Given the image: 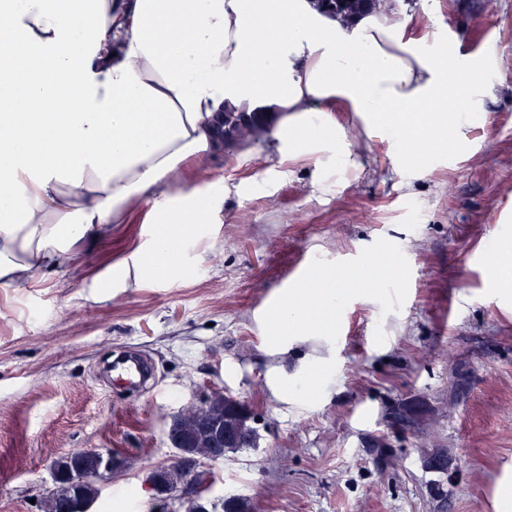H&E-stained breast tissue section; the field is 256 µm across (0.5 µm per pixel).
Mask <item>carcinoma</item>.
I'll list each match as a JSON object with an SVG mask.
<instances>
[{"label": "carcinoma", "mask_w": 512, "mask_h": 512, "mask_svg": "<svg viewBox=\"0 0 512 512\" xmlns=\"http://www.w3.org/2000/svg\"><path fill=\"white\" fill-rule=\"evenodd\" d=\"M325 12L345 21L371 13L370 0H318ZM245 127L244 119L232 112L224 113V140L229 142ZM169 437L178 455L188 454L201 465L256 447L257 432L251 425V413L244 402L215 392L202 404L184 408L174 417ZM124 462L110 453L81 450L62 456L53 464V487L41 494L42 512H84L98 495V482L120 471ZM188 475L180 462L155 467L147 481L156 494L182 491ZM183 512H216L207 507L202 492L180 497Z\"/></svg>", "instance_id": "cac0c4a2"}]
</instances>
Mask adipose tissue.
Returning <instances> with one entry per match:
<instances>
[{
    "mask_svg": "<svg viewBox=\"0 0 512 512\" xmlns=\"http://www.w3.org/2000/svg\"><path fill=\"white\" fill-rule=\"evenodd\" d=\"M403 0L343 25L316 0H0V283L67 264L85 242L162 192L138 274L177 268L173 243L203 209L168 194L184 165L222 149L224 114L254 113L252 138L309 158L335 140L337 102L371 128L399 123L394 153L429 163L487 96L478 61L407 36ZM331 281L284 303L287 329L327 312Z\"/></svg>",
    "mask_w": 512,
    "mask_h": 512,
    "instance_id": "obj_1",
    "label": "adipose tissue"
}]
</instances>
